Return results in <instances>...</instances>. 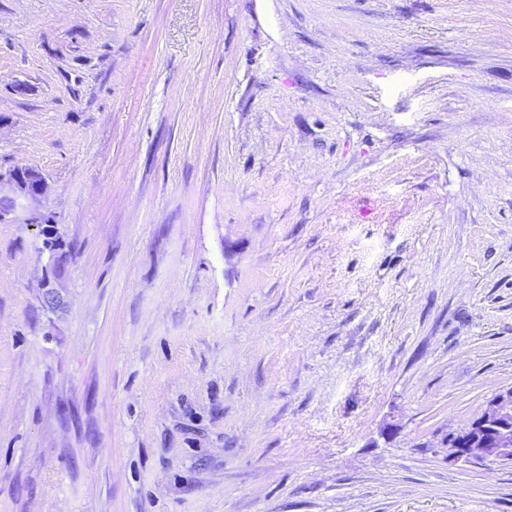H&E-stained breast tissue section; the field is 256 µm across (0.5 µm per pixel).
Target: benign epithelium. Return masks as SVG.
Returning a JSON list of instances; mask_svg holds the SVG:
<instances>
[{
  "mask_svg": "<svg viewBox=\"0 0 512 512\" xmlns=\"http://www.w3.org/2000/svg\"><path fill=\"white\" fill-rule=\"evenodd\" d=\"M49 185L44 174L32 167H17L0 172V223L17 221L31 226H44L51 218L36 203L44 198ZM38 253L45 258L41 302L49 317L66 306V268L71 247L50 233L37 243ZM450 448L448 461L512 463V386L495 392L479 416L442 440Z\"/></svg>",
  "mask_w": 512,
  "mask_h": 512,
  "instance_id": "1",
  "label": "benign epithelium"
}]
</instances>
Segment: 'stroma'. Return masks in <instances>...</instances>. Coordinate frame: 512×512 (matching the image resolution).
<instances>
[{
    "mask_svg": "<svg viewBox=\"0 0 512 512\" xmlns=\"http://www.w3.org/2000/svg\"><path fill=\"white\" fill-rule=\"evenodd\" d=\"M0 512H512V0H0ZM48 190L46 177L38 169L17 167L5 174L0 172V223L21 220L36 227L53 224L50 216L36 206ZM44 233L37 243L38 253L45 258L44 276L42 280L41 302L49 319L66 306L63 291L65 290L66 268L71 257V245L63 239ZM442 445L450 448L448 460L512 463V386L495 392L479 416L448 432Z\"/></svg>",
    "mask_w": 512,
    "mask_h": 512,
    "instance_id": "1",
    "label": "stroma"
}]
</instances>
